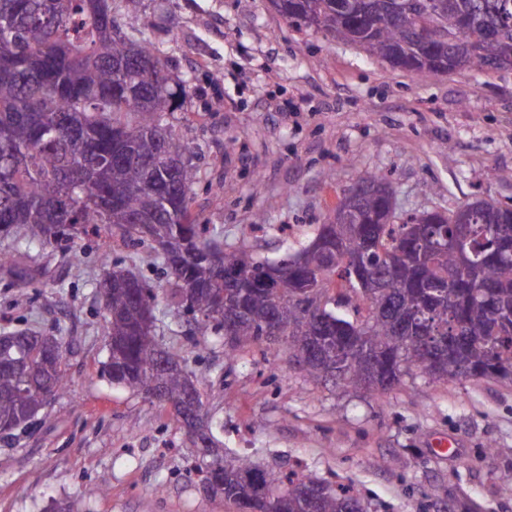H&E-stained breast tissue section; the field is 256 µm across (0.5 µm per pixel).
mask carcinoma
<instances>
[{"label": "carcinoma", "instance_id": "1", "mask_svg": "<svg viewBox=\"0 0 512 512\" xmlns=\"http://www.w3.org/2000/svg\"><path fill=\"white\" fill-rule=\"evenodd\" d=\"M271 2L291 22L416 74L485 71L512 53V0H446L435 17L426 0ZM189 97L148 37L123 32L112 0H0V234L70 243L78 256L88 236L117 232L166 266L173 317L190 314L224 332L231 349L270 340L274 319L291 358L337 386L373 375L385 392L408 366L512 382V205L467 202L459 209L473 217L461 226L450 212L400 210L385 194L387 177L368 175L338 203L357 216L360 235L348 224L318 225L314 239L339 248L325 254L309 242L282 259L275 277L246 248L223 254L216 268L201 258L217 244L192 209L191 146L163 124ZM444 234L469 237L471 264L436 250ZM28 259L19 243L0 253V268L31 280ZM138 285L139 301L153 305V288ZM136 293L104 289L105 370L113 383L146 393L158 382L160 402L190 398L199 425L206 412L185 359L158 349ZM65 385L61 338L0 335V434L25 426ZM221 479L225 500L248 499L256 512H268L270 492L280 495L277 512H362L344 492L313 479L285 486L247 459H223ZM317 487L325 493L313 495Z\"/></svg>", "mask_w": 512, "mask_h": 512}]
</instances>
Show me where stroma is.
Instances as JSON below:
<instances>
[{"label": "stroma", "instance_id": "35a3bbf8", "mask_svg": "<svg viewBox=\"0 0 512 512\" xmlns=\"http://www.w3.org/2000/svg\"><path fill=\"white\" fill-rule=\"evenodd\" d=\"M146 31L187 110L166 115L194 148L193 210L225 250L280 259L327 223L359 177L387 176L402 210L512 203V71L425 76L300 28L268 0H114ZM32 283L0 272V331L62 337L68 388L0 435V512H238L206 496L173 407L112 383L100 287L113 268L149 282L161 347L184 355L228 458L350 490L364 512H512V385L416 367L386 392L312 379L285 343L227 354L220 332L171 323V279L146 248L106 236L32 242ZM452 442L450 451L436 448ZM106 484L104 495L90 487Z\"/></svg>", "mask_w": 512, "mask_h": 512}]
</instances>
